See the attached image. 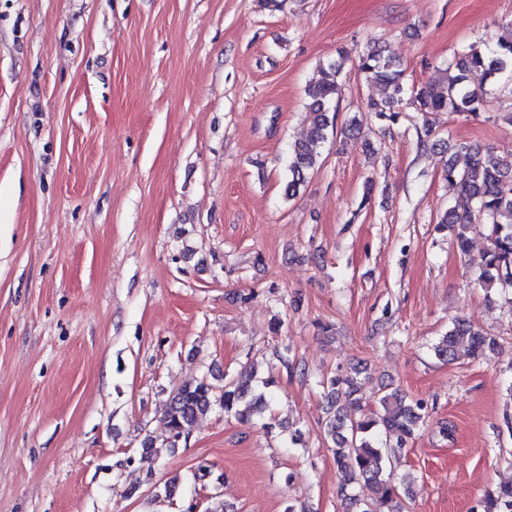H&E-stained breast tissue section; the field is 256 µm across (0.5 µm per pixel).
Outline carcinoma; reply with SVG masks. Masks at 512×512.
Here are the masks:
<instances>
[{
	"mask_svg": "<svg viewBox=\"0 0 512 512\" xmlns=\"http://www.w3.org/2000/svg\"><path fill=\"white\" fill-rule=\"evenodd\" d=\"M357 70L383 91V97L368 105L380 121L395 125L408 107L425 115L466 112L476 116L485 106L487 85L505 75L512 78V22L502 25L491 40L473 43L454 54L448 60L442 82L408 83L401 60L386 46H374L359 55ZM340 71L341 62L330 63L320 69L319 77L306 89L309 128L306 136L290 149L284 187L289 200L306 185L327 141L328 129L334 127L329 110L340 92ZM452 149L465 153L468 161L462 169L451 160L446 165V178L458 189V203L444 213L439 228L450 231L457 250L466 255L473 225L484 224L489 244L481 258L479 282L487 290L497 285L512 288V155H500L490 147H473L465 142ZM460 342L466 343L468 354L475 358L495 346L494 338L467 320L457 319L448 333L431 345V352L440 360L452 361ZM364 371L357 363L338 369L322 381L328 399L326 436L341 475L338 494L346 512H401L395 505L399 489L386 476V464L423 430L427 406L390 388L380 396L375 408L357 417L343 415L337 408L341 398L353 407L360 405V375ZM270 387L271 381L260 382L254 371L245 370L224 375V385L219 390L205 379L179 388L163 409L169 446L175 447L178 438L188 434L216 402L224 414L240 421L264 412L273 400ZM362 481L372 486L373 497L365 499L353 493ZM480 512H512V482L486 490Z\"/></svg>",
	"mask_w": 512,
	"mask_h": 512,
	"instance_id": "1",
	"label": "carcinoma"
}]
</instances>
